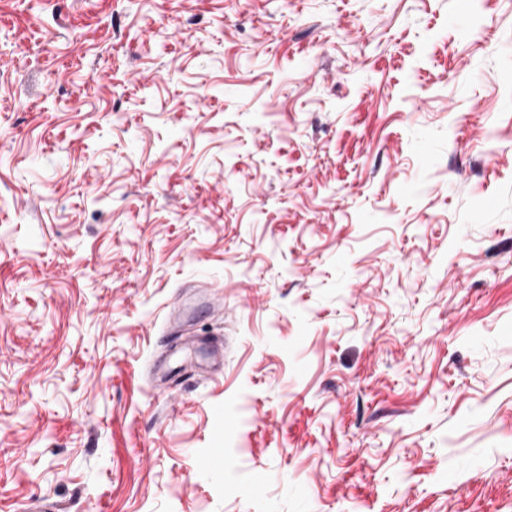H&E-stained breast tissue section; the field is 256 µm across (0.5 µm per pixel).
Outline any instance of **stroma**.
<instances>
[{"instance_id": "35a3bbf8", "label": "stroma", "mask_w": 512, "mask_h": 512, "mask_svg": "<svg viewBox=\"0 0 512 512\" xmlns=\"http://www.w3.org/2000/svg\"><path fill=\"white\" fill-rule=\"evenodd\" d=\"M43 497L512 512V0H0V512Z\"/></svg>"}]
</instances>
